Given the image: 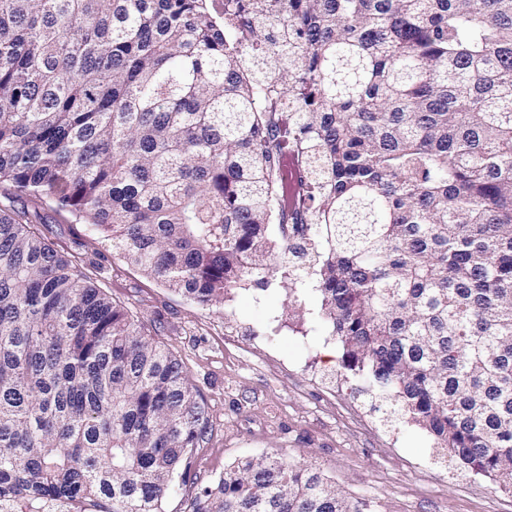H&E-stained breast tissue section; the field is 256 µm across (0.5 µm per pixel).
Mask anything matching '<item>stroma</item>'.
I'll return each instance as SVG.
<instances>
[{"label":"stroma","mask_w":512,"mask_h":512,"mask_svg":"<svg viewBox=\"0 0 512 512\" xmlns=\"http://www.w3.org/2000/svg\"><path fill=\"white\" fill-rule=\"evenodd\" d=\"M18 204L39 208L37 232L145 323L202 396L211 432L166 512H189L195 494L226 467L272 452L312 461L376 512H512V494L462 472L427 433L384 425L376 400L343 376L318 291L292 300L276 277L233 290L223 306L203 307L131 266L71 214L29 196Z\"/></svg>","instance_id":"stroma-1"}]
</instances>
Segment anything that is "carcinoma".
<instances>
[{
	"label": "carcinoma",
	"mask_w": 512,
	"mask_h": 512,
	"mask_svg": "<svg viewBox=\"0 0 512 512\" xmlns=\"http://www.w3.org/2000/svg\"><path fill=\"white\" fill-rule=\"evenodd\" d=\"M3 184L201 306L313 285L390 422L512 493V0H0ZM31 222L0 202V501L165 512L210 431L200 393ZM190 512L370 505L267 453ZM278 163L285 158L288 162V181L285 178L286 189L281 195V207L287 214L286 224L295 225L305 223L304 193L308 184L309 175L301 153L294 149L276 152Z\"/></svg>",
	"instance_id": "1"
}]
</instances>
